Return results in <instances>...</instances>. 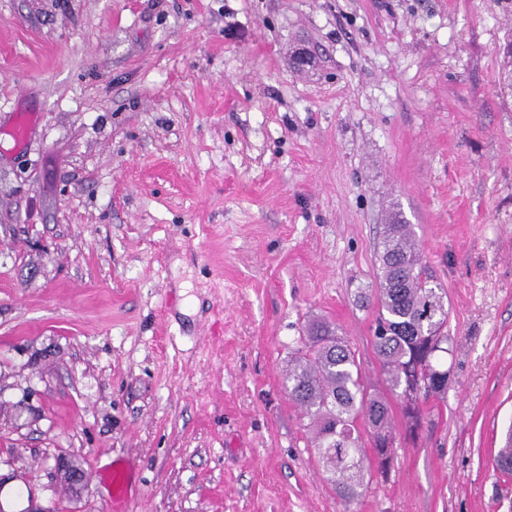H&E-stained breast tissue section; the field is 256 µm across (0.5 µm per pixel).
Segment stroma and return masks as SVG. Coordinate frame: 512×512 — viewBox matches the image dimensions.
I'll return each mask as SVG.
<instances>
[{"instance_id": "stroma-1", "label": "stroma", "mask_w": 512, "mask_h": 512, "mask_svg": "<svg viewBox=\"0 0 512 512\" xmlns=\"http://www.w3.org/2000/svg\"><path fill=\"white\" fill-rule=\"evenodd\" d=\"M511 43L512 0H0V507L112 512L121 462L129 512H343L284 373L319 317L382 388L397 216L450 383L355 510L512 512ZM54 474L55 476L68 475L72 489L76 494L80 493L85 486L83 469L69 457L61 456L56 459Z\"/></svg>"}]
</instances>
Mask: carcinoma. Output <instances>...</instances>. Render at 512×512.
Returning <instances> with one entry per match:
<instances>
[{
  "label": "carcinoma",
  "mask_w": 512,
  "mask_h": 512,
  "mask_svg": "<svg viewBox=\"0 0 512 512\" xmlns=\"http://www.w3.org/2000/svg\"><path fill=\"white\" fill-rule=\"evenodd\" d=\"M374 347L385 389L365 384L355 352L325 320L306 327L304 346L288 361L290 399L308 418L311 444L322 475L351 512L373 480L388 478L396 448L389 396L400 399L413 424L418 402L448 390L442 354L448 352V310L441 288L426 275L413 225L385 226L381 250Z\"/></svg>",
  "instance_id": "obj_1"
}]
</instances>
